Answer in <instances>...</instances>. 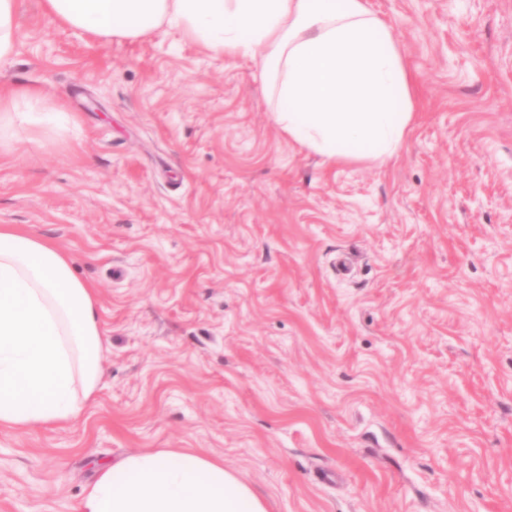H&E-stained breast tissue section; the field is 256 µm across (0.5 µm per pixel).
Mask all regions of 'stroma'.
<instances>
[{
	"instance_id": "1",
	"label": "stroma",
	"mask_w": 512,
	"mask_h": 512,
	"mask_svg": "<svg viewBox=\"0 0 512 512\" xmlns=\"http://www.w3.org/2000/svg\"><path fill=\"white\" fill-rule=\"evenodd\" d=\"M368 5L414 118L392 158L335 165L250 59L16 0L0 89L72 120L0 149V225L96 289L104 374L75 425L0 426V512H79L101 466L161 448L268 512H512V0Z\"/></svg>"
}]
</instances>
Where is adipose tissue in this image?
Masks as SVG:
<instances>
[{
	"label": "adipose tissue",
	"instance_id": "adipose-tissue-1",
	"mask_svg": "<svg viewBox=\"0 0 512 512\" xmlns=\"http://www.w3.org/2000/svg\"><path fill=\"white\" fill-rule=\"evenodd\" d=\"M48 18L96 39L178 29L204 50L256 61L277 127L344 164L385 160L413 119L411 76L367 0H43ZM68 114L40 95L0 96V148L35 142ZM103 375L96 293L53 244L0 225V425L75 422ZM81 512H266L223 461L162 449L103 466Z\"/></svg>",
	"mask_w": 512,
	"mask_h": 512
}]
</instances>
